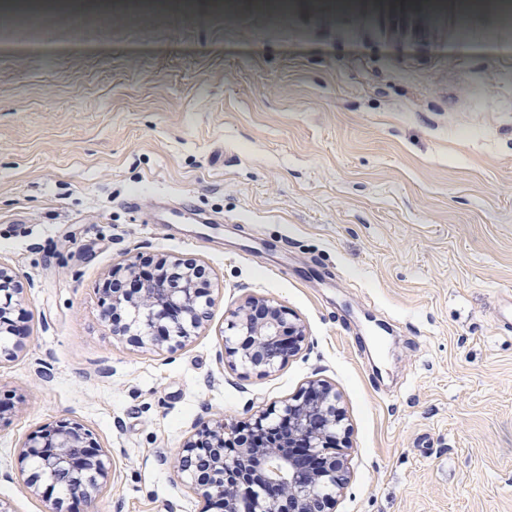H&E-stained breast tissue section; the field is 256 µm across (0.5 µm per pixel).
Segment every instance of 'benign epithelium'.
<instances>
[{
	"instance_id": "obj_1",
	"label": "benign epithelium",
	"mask_w": 512,
	"mask_h": 512,
	"mask_svg": "<svg viewBox=\"0 0 512 512\" xmlns=\"http://www.w3.org/2000/svg\"><path fill=\"white\" fill-rule=\"evenodd\" d=\"M153 274L134 260L126 279L140 287L100 288L112 334L137 344L183 345L207 318L211 303L201 286L202 266L161 258ZM22 293L17 276L0 266V334L27 331L12 318ZM225 353L260 373H270L297 355L305 327L287 310L264 297H250L232 314ZM334 389L311 381L302 395L247 422L213 417L185 440L174 462L194 494L215 512H329V490L345 484L336 438L343 418ZM24 484L44 494L46 512H73L94 500L106 484L109 458L95 433L82 422L63 418L30 433L19 452Z\"/></svg>"
}]
</instances>
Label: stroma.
<instances>
[{"label":"stroma","mask_w":512,"mask_h":512,"mask_svg":"<svg viewBox=\"0 0 512 512\" xmlns=\"http://www.w3.org/2000/svg\"><path fill=\"white\" fill-rule=\"evenodd\" d=\"M505 0H65L0 9V266L28 335L0 353V500L44 512L26 436L70 417L111 453L83 512H205L171 465L200 421L322 380L348 428L332 512H512V9ZM188 198L212 224H146ZM142 256L206 269L168 351L112 335L97 288ZM306 328L263 375L229 312Z\"/></svg>","instance_id":"stroma-1"}]
</instances>
